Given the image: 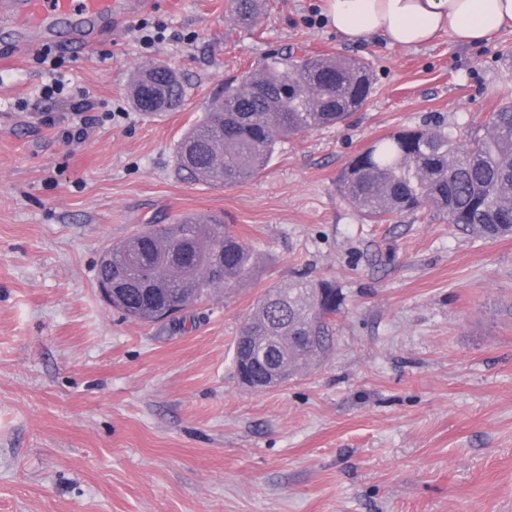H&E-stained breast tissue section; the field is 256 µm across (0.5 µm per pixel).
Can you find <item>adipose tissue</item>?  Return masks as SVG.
Returning a JSON list of instances; mask_svg holds the SVG:
<instances>
[{
	"label": "adipose tissue",
	"mask_w": 512,
	"mask_h": 512,
	"mask_svg": "<svg viewBox=\"0 0 512 512\" xmlns=\"http://www.w3.org/2000/svg\"><path fill=\"white\" fill-rule=\"evenodd\" d=\"M338 35L350 42L380 36L417 48L439 32L465 45L491 42L512 29V0H328Z\"/></svg>",
	"instance_id": "adipose-tissue-1"
}]
</instances>
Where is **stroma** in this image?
<instances>
[{"label":"stroma","mask_w":512,"mask_h":512,"mask_svg":"<svg viewBox=\"0 0 512 512\" xmlns=\"http://www.w3.org/2000/svg\"><path fill=\"white\" fill-rule=\"evenodd\" d=\"M326 0H266L253 26L229 0H152L124 30L63 54L97 127L68 145L43 122L63 99L27 31L0 21V512H512V235L485 240L408 214L372 224L337 187L377 140L424 124L465 135L512 92V32L419 48L337 35ZM164 25L145 47L141 22ZM291 45L374 74L346 122L280 143L257 176L183 181L175 147L224 78ZM185 78L149 116L129 83ZM218 215L258 257L183 320L122 319L97 263L142 224ZM345 302L318 365L256 391L233 343L261 294L296 271ZM129 93L136 109L147 114H159L182 106L185 85L177 72L157 64L139 72ZM154 94H158L161 101L153 97Z\"/></svg>","instance_id":"35a3bbf8"}]
</instances>
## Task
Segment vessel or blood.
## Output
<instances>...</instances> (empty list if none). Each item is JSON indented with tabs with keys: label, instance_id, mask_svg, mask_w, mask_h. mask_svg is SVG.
Instances as JSON below:
<instances>
[{
	"label": "vessel or blood",
	"instance_id": "1",
	"mask_svg": "<svg viewBox=\"0 0 512 512\" xmlns=\"http://www.w3.org/2000/svg\"><path fill=\"white\" fill-rule=\"evenodd\" d=\"M144 0H0V12L50 38L57 27L73 35L117 23L144 8Z\"/></svg>",
	"mask_w": 512,
	"mask_h": 512
}]
</instances>
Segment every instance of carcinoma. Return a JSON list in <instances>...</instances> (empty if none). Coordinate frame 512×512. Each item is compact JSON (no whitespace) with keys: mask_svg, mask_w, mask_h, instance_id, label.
<instances>
[{"mask_svg":"<svg viewBox=\"0 0 512 512\" xmlns=\"http://www.w3.org/2000/svg\"><path fill=\"white\" fill-rule=\"evenodd\" d=\"M231 12L252 25L261 0H230ZM368 66L358 60L298 48L274 52L255 70L224 81L202 119L176 146L178 170L190 180L233 185L259 174L279 142L336 125L366 103ZM130 97L147 114L181 107L185 85L162 64L137 75ZM342 196L373 223L428 211L471 234H512V98L461 139L441 126L396 132L356 155L341 171ZM251 249L215 217L144 224L102 253L96 281L112 283V308L139 323L170 319L172 308L208 300L215 289L250 279ZM344 301L332 281L299 273L257 300L234 345V357L266 336L281 342L285 380L329 356L336 313Z\"/></svg>","mask_w":512,"mask_h":512,"instance_id":"1","label":"carcinoma"}]
</instances>
